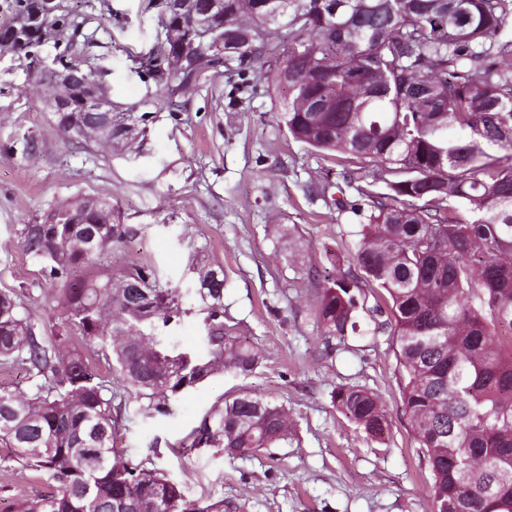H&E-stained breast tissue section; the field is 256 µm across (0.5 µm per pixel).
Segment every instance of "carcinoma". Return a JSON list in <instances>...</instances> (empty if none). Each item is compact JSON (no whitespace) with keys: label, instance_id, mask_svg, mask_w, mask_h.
Instances as JSON below:
<instances>
[{"label":"carcinoma","instance_id":"obj_1","mask_svg":"<svg viewBox=\"0 0 512 512\" xmlns=\"http://www.w3.org/2000/svg\"><path fill=\"white\" fill-rule=\"evenodd\" d=\"M14 2L13 19L0 25V58L11 55L44 87L54 77L41 66L51 42L57 71L87 74L65 110L42 98L57 131L82 146L137 154L126 125L150 109L174 116L185 93L226 72L238 76L235 91L255 95L251 76L260 73L288 94L279 123L328 155L345 185L392 177L387 193L363 190L369 209H354L352 265L311 280L321 337L356 330V311L373 297L377 330L395 341L419 463L431 475L429 512L449 502L458 512H512V39L500 41L512 0H222V12L209 15L220 45L162 0L165 34L133 60L156 91L129 106L112 99L109 70L90 52L97 31L75 0ZM283 27L288 46L270 60L268 40ZM93 95L112 107V122L88 111ZM89 126L90 139L80 135ZM136 235L112 201L93 196L21 225L22 250L57 287L58 322L54 336L37 335L15 290H0V366L34 381L30 394L0 388V446L50 485L16 512L213 509L123 456L115 400L134 394L147 400L148 416H169L170 398L216 374L248 376L260 355L224 325V267L203 249L190 271L206 312V353L162 348L158 327L191 310L177 290L158 287L151 265L113 269L114 248ZM333 401L372 438L389 433L368 390L339 386ZM291 434L283 405L240 390L212 406L190 448L258 453Z\"/></svg>","mask_w":512,"mask_h":512}]
</instances>
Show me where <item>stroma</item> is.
I'll return each mask as SVG.
<instances>
[{"label":"stroma","mask_w":512,"mask_h":512,"mask_svg":"<svg viewBox=\"0 0 512 512\" xmlns=\"http://www.w3.org/2000/svg\"><path fill=\"white\" fill-rule=\"evenodd\" d=\"M159 2L85 0L82 12L102 44L115 101L136 103L155 87L132 72L131 59L156 41ZM9 64L0 60V81L13 84L0 96V146L29 135L40 142L30 158L0 149V289H18L20 315L42 334L56 320L40 262L19 246L20 225L56 202L103 197L118 203L125 223L138 231L115 251L113 263H150L159 287L179 289L190 310L180 324L161 329L165 345L190 354L205 350L204 316L186 273L197 246L224 266L225 325L262 356L249 376H216L171 398L168 417L144 418L141 401L130 399L117 442L127 457L152 460L188 500L223 502V512H429L430 474L419 465L401 411L394 341L375 332L360 310L356 332L331 339V357L320 355L304 269L313 264L330 276L347 270L358 222L350 207L361 197L353 187L308 196L307 186L323 183L331 163L279 125L283 92L235 96L228 74L205 82L184 98L178 116H150L143 155L127 161L60 136L40 90L22 70L6 73ZM339 195L349 209L336 208ZM277 224L294 227L296 256H287L278 241ZM341 384L379 395L392 425L386 443L336 411L331 393ZM242 387L283 403L293 420L288 441L265 454L183 451L216 401ZM46 489L0 447V512H14L21 499Z\"/></svg>","instance_id":"stroma-1"}]
</instances>
